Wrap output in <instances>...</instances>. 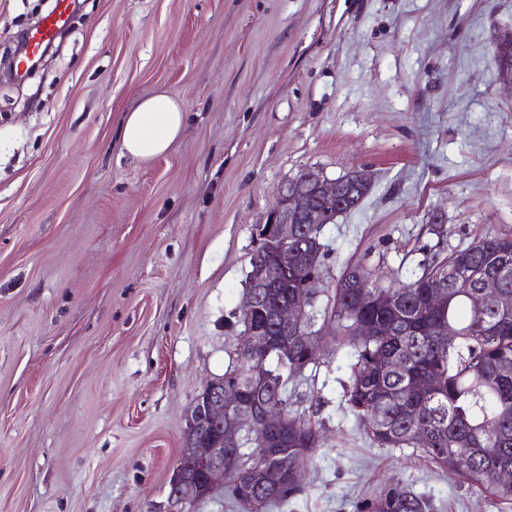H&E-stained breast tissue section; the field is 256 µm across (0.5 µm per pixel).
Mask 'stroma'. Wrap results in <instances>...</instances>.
<instances>
[{
    "instance_id": "stroma-1",
    "label": "stroma",
    "mask_w": 512,
    "mask_h": 512,
    "mask_svg": "<svg viewBox=\"0 0 512 512\" xmlns=\"http://www.w3.org/2000/svg\"><path fill=\"white\" fill-rule=\"evenodd\" d=\"M55 0H0V58ZM512 0H81L24 84L0 75V512H147L167 501L188 409L237 348L253 228L308 170L371 176L326 225V288L363 263L408 277L512 234ZM184 127L122 151L157 93ZM292 377L322 442L279 512H354L400 483L438 512H512L421 452L372 444L344 400L350 349ZM183 124L184 112L179 103L165 93L156 94L125 113L122 149L139 159L164 154L180 136Z\"/></svg>"
}]
</instances>
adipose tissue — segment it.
Masks as SVG:
<instances>
[{"instance_id":"obj_1","label":"adipose tissue","mask_w":512,"mask_h":512,"mask_svg":"<svg viewBox=\"0 0 512 512\" xmlns=\"http://www.w3.org/2000/svg\"><path fill=\"white\" fill-rule=\"evenodd\" d=\"M184 113L179 103L159 93L125 113L121 126L123 150L134 158L147 159L166 153L179 137Z\"/></svg>"}]
</instances>
